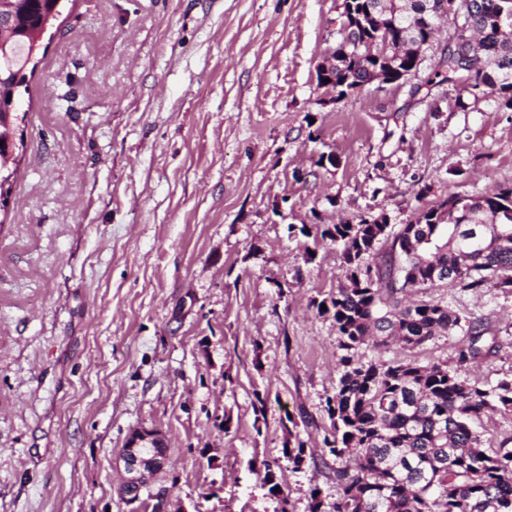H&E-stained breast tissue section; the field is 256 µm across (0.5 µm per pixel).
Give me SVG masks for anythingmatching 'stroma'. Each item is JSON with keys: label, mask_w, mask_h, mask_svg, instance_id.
Returning <instances> with one entry per match:
<instances>
[{"label": "stroma", "mask_w": 512, "mask_h": 512, "mask_svg": "<svg viewBox=\"0 0 512 512\" xmlns=\"http://www.w3.org/2000/svg\"><path fill=\"white\" fill-rule=\"evenodd\" d=\"M342 0H73L19 100L17 171L0 208V512H129L117 455L155 427L152 484L173 512H308L329 465L293 470L289 435L321 450L339 380L316 300L339 248L302 225L385 215L400 227L450 192L512 185L499 94L417 81L346 97L316 66ZM334 163H327V156ZM485 321L493 357L457 366L459 329L361 360L512 375V295L416 291ZM266 403L265 421L253 404ZM273 468L282 495L263 483Z\"/></svg>", "instance_id": "obj_1"}]
</instances>
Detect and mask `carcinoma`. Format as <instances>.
<instances>
[{
    "mask_svg": "<svg viewBox=\"0 0 512 512\" xmlns=\"http://www.w3.org/2000/svg\"><path fill=\"white\" fill-rule=\"evenodd\" d=\"M448 2L462 19L448 20V40L427 84L458 83L475 98L495 88L512 109V0ZM344 11L349 23L341 24L336 43L337 97L378 73L396 80L416 70L412 53L398 57L396 50L428 37L417 3L407 10L404 0H347ZM1 12L40 34L60 13V0H4ZM475 33L480 59L465 64L456 42ZM3 38L9 57L0 54V157L19 149L17 131L27 117L18 112L19 88L39 47L36 39L0 29ZM301 232L341 249L344 283L313 305L332 319L342 351L336 392L325 401L331 424L323 445L337 459L355 456L354 467L330 469L339 495L326 503L312 489L308 512H512V436L490 452L476 428L487 412L512 410V377L484 388L446 363L358 359L364 346L395 340L421 347L460 326L464 319L448 304L409 300L412 288L473 291L491 283L512 294V187L450 192L396 230L362 218ZM380 246L385 252L376 263ZM464 321L468 339L457 363L495 355L484 321ZM282 454L295 470L316 460L297 437Z\"/></svg>",
    "mask_w": 512,
    "mask_h": 512,
    "instance_id": "1",
    "label": "carcinoma"
}]
</instances>
